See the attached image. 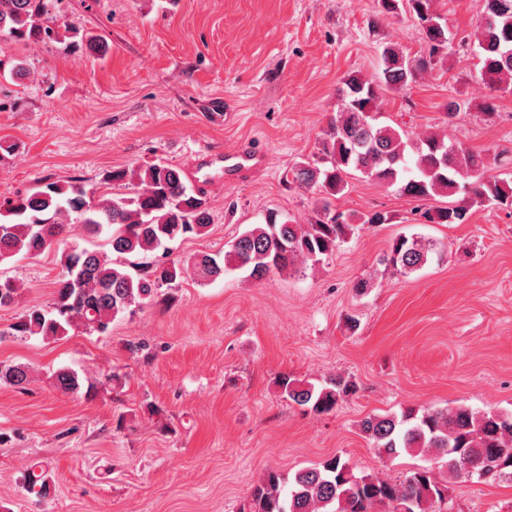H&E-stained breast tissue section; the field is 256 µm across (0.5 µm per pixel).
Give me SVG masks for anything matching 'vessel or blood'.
Wrapping results in <instances>:
<instances>
[{
  "label": "vessel or blood",
  "mask_w": 512,
  "mask_h": 512,
  "mask_svg": "<svg viewBox=\"0 0 512 512\" xmlns=\"http://www.w3.org/2000/svg\"><path fill=\"white\" fill-rule=\"evenodd\" d=\"M269 164L265 153L248 147L231 150H217L211 146L199 145L194 159L186 169L188 179L208 189L215 184L240 180L264 170Z\"/></svg>",
  "instance_id": "b4317fda"
}]
</instances>
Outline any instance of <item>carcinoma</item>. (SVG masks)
<instances>
[{
	"label": "carcinoma",
	"mask_w": 512,
	"mask_h": 512,
	"mask_svg": "<svg viewBox=\"0 0 512 512\" xmlns=\"http://www.w3.org/2000/svg\"><path fill=\"white\" fill-rule=\"evenodd\" d=\"M432 0H379L382 12L413 15L422 29L428 51L419 56L390 43L381 53L376 81L355 75L345 79L342 105L321 141L319 160L301 161L292 169V181L315 191L316 218L294 224L278 211L266 213L260 224L238 234L224 259L202 253L190 258V267L205 285L224 273L240 269L262 279L270 273L297 272L333 255L364 224H389L380 211L354 216L340 211L332 200L344 195L355 176L397 187L400 195L420 203L425 224H462L470 205L512 207V185L485 176L487 163L479 152L447 144L435 134L412 138L378 122L379 90L397 91L417 82L448 49V27L431 9ZM51 0H0V40L27 45L52 41L57 32L50 13ZM477 39L481 81L492 92L512 90V0H483ZM132 179L138 188H124ZM462 195V202L423 207L436 196ZM93 234H107L116 257L73 246L62 254L63 270L53 302L30 305L10 325L13 336L55 339L82 328L103 333L118 316L133 312L176 282L184 267L171 264L131 272L127 257L144 254L179 237L201 236L211 224L206 196L190 189L184 170L162 161L137 169L108 171L102 186L93 189L75 182H41L13 198L0 200V264L37 256L68 237L71 214ZM442 255V246L414 236L394 238L383 262L402 275L420 270L429 256ZM17 283L0 277V307L12 306ZM24 389L29 367L0 365V382ZM64 393L92 392L71 369L54 377ZM279 387L285 397L315 414H328L356 391L354 382L331 377L321 386L301 384L284 376ZM361 432L376 455L393 459L403 453L429 456L396 480L357 475L349 463L332 456L292 474L270 470L256 485L240 512H448V486L475 478L512 482V413L473 410L466 406L408 409L401 414L368 416ZM25 490L47 498L55 491L44 472L27 471Z\"/></svg>",
	"instance_id": "carcinoma-1"
}]
</instances>
